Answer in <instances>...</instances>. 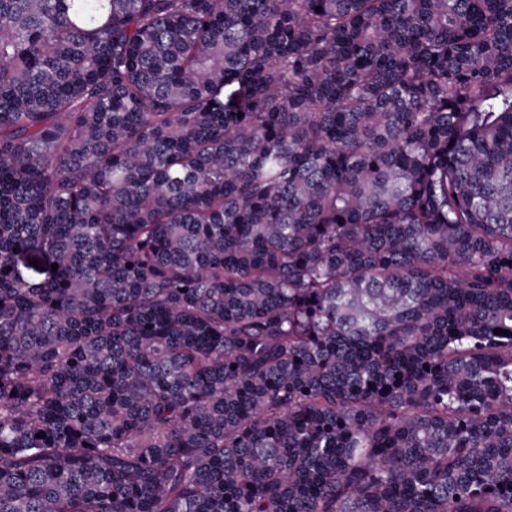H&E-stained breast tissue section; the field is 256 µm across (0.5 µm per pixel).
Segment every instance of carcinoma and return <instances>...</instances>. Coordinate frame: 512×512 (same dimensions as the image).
<instances>
[{
    "label": "carcinoma",
    "instance_id": "1",
    "mask_svg": "<svg viewBox=\"0 0 512 512\" xmlns=\"http://www.w3.org/2000/svg\"><path fill=\"white\" fill-rule=\"evenodd\" d=\"M0 512H512V0H0Z\"/></svg>",
    "mask_w": 512,
    "mask_h": 512
}]
</instances>
